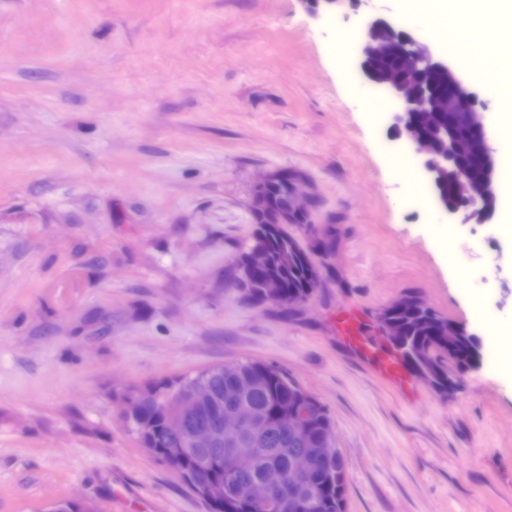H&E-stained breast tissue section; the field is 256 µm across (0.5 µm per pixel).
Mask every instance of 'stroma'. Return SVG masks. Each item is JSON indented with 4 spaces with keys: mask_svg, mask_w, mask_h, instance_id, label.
<instances>
[{
    "mask_svg": "<svg viewBox=\"0 0 512 512\" xmlns=\"http://www.w3.org/2000/svg\"><path fill=\"white\" fill-rule=\"evenodd\" d=\"M409 0H0V512H210L141 448L127 396L271 363L329 411L347 512H512V185L490 221L409 197L384 112L352 91L338 32L382 17L454 55L512 168V112L478 62L512 34L409 22ZM312 197L291 236L336 247L294 311L246 302L235 262L254 182ZM414 291L486 339L452 398L378 368L379 312ZM361 313L365 355L336 338Z\"/></svg>",
    "mask_w": 512,
    "mask_h": 512,
    "instance_id": "1",
    "label": "stroma"
}]
</instances>
